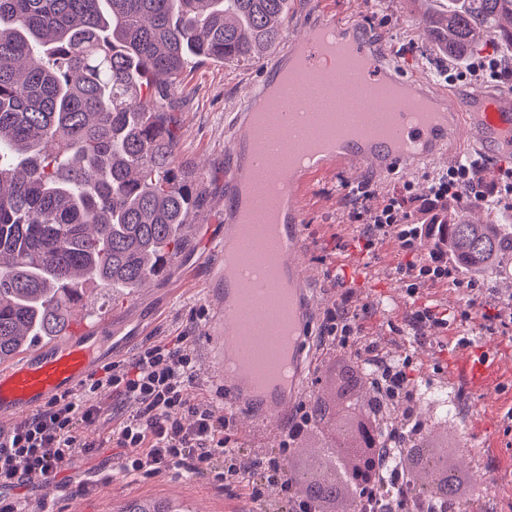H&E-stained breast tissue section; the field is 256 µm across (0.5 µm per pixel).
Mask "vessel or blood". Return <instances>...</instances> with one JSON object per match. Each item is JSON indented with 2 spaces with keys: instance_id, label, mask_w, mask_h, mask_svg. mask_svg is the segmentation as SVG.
<instances>
[{
  "instance_id": "obj_1",
  "label": "vessel or blood",
  "mask_w": 512,
  "mask_h": 512,
  "mask_svg": "<svg viewBox=\"0 0 512 512\" xmlns=\"http://www.w3.org/2000/svg\"><path fill=\"white\" fill-rule=\"evenodd\" d=\"M347 32L355 47L363 51L370 68L361 74L357 85L389 75L379 44L371 39L361 25L348 24ZM301 48L307 53L310 74L323 76L324 70L309 38L287 35L283 55ZM417 94L428 98L444 109L440 125L416 131L418 148L397 152L369 140L353 142L327 156L323 161L302 170L286 168L288 200L278 212L281 232L288 246V269L297 284L294 296L296 333L292 351L291 382L287 389L265 394L263 402H255L248 385L241 380L227 378L224 372V348L228 338V324L222 306L213 310L211 329L205 345L212 361L210 370L214 380L221 382L225 395L223 401L237 410L252 425L254 431L273 432L290 410L300 388L306 348L305 273L297 261L302 245V215L304 200L316 177L330 170H347L354 167L383 176L406 171L419 163L435 157L445 150L448 141L457 139L460 132L470 130L475 134L474 143L484 158L500 163L512 162V97L482 95L467 90L447 91L430 89L423 81H414ZM252 100H244L234 114L229 129L231 137L226 152L232 163L224 176V230L232 232L239 210L238 189L242 181V168L238 164L239 147L245 138ZM245 286L241 274L214 266L201 288L205 296L220 297L223 302L234 298ZM112 338L104 323L81 327L74 336L62 343H47L19 355L10 364L0 365V417L26 416L38 411L56 396L78 389L81 382L95 368L102 351L111 349ZM459 375L474 388L485 387L492 368L479 359L456 363Z\"/></svg>"
}]
</instances>
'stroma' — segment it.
Instances as JSON below:
<instances>
[{
  "mask_svg": "<svg viewBox=\"0 0 512 512\" xmlns=\"http://www.w3.org/2000/svg\"><path fill=\"white\" fill-rule=\"evenodd\" d=\"M323 6L339 23L358 20L381 41V48L397 70L410 78H420L434 86H446L442 69L446 57L438 53L420 23L416 0H323ZM264 59H241L224 64L198 62L184 69L166 102L176 122L181 157L203 169L200 205L193 211L188 244L168 261L160 277L141 291L94 290L90 304L110 318L114 336L113 361H128L141 347L173 336L188 337L198 360V377L188 390L192 401L206 402L215 417L229 418L242 458L279 447L282 432L256 435L246 420L222 404L216 383L208 370L211 362L204 338L212 315V303L187 287L185 274L206 279L216 253L203 252L198 233L224 230V174L227 167L226 125L240 101L254 84L269 79ZM448 158L420 165L408 173H395L372 181L370 173L347 170L317 180L304 208V246L301 260L307 269V293L314 300L310 322L309 348L314 364L304 375L300 400L307 401L318 390L317 378L323 364L334 358L332 347L321 341V329L329 311L342 308L358 313L361 337L376 342L385 358L409 357L414 380L469 407L465 428L455 420H440V410L429 400L414 399L416 411L430 423L442 422L453 433L457 445L471 448L469 467H484L493 481L491 496L481 498L475 512H512V324L496 326L492 318L507 314L512 299V280L483 277L480 303H473L469 289L448 282L426 287L409 295L397 274L408 263L393 239H385L372 249L360 242L363 222L352 202V187L367 181L373 193L372 206L411 186L420 203H427L429 188L446 174ZM445 313L447 326L417 334L411 315L421 305ZM486 350L496 360L495 374L486 389L480 390L453 376L449 356L461 341ZM56 485L37 481L15 488V495L35 504L52 502L54 512H121L139 499L170 501L186 512H287V501L277 488H268L264 500L253 502L250 481L242 479L231 488L217 482L213 472L165 471L151 476H125L113 449L94 455L76 454L56 477ZM84 485L82 494L70 488Z\"/></svg>",
  "mask_w": 512,
  "mask_h": 512,
  "instance_id": "35a3bbf8",
  "label": "stroma"
}]
</instances>
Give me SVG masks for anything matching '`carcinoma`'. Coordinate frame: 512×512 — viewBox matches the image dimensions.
I'll use <instances>...</instances> for the list:
<instances>
[{"label": "carcinoma", "instance_id": "cac0c4a2", "mask_svg": "<svg viewBox=\"0 0 512 512\" xmlns=\"http://www.w3.org/2000/svg\"><path fill=\"white\" fill-rule=\"evenodd\" d=\"M422 4L455 61L490 38L512 49V0ZM287 13L288 0H0L1 363L72 335L86 282L133 292L182 249L204 174L181 160L163 100L192 58L269 53ZM436 220L466 273L512 265V224L458 207Z\"/></svg>", "mask_w": 512, "mask_h": 512}]
</instances>
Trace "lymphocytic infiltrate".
Masks as SVG:
<instances>
[{
  "label": "lymphocytic infiltrate",
  "instance_id": "lymphocytic-infiltrate-1",
  "mask_svg": "<svg viewBox=\"0 0 512 512\" xmlns=\"http://www.w3.org/2000/svg\"><path fill=\"white\" fill-rule=\"evenodd\" d=\"M481 172L475 163L449 168L446 177L429 189L430 209L466 195L483 199ZM413 203V197L403 195L376 208L361 237L370 247L384 238H394L410 255L419 251L423 240H431L432 248L421 263L398 269L399 275L409 279L408 291L414 295L426 285L447 282L454 273L442 247L443 225L412 222ZM359 333L357 316L328 312L322 327L324 339L344 347L361 346L359 354L340 357L325 377L323 401L347 421L336 434L340 451L328 476L314 481L292 479L299 470L296 450L305 449L320 425L312 403H300L289 416L277 454L242 460L229 421L215 419L208 404L190 401L188 389L196 379V358L187 337L176 336L145 346L127 363L103 366L101 375L90 377L83 390L53 398L24 423L0 431V488L41 479L60 471L77 451L98 448V441L84 427L101 416L99 394L107 390L118 401L137 407L109 439L125 474L196 473L215 470V463L220 462L224 468L215 471L216 477L228 485L250 471L259 472V479L251 483L254 501L263 499L267 486L276 485L288 501L289 512H358L363 499L376 493L389 475L384 471L387 445L380 439L383 423L368 404L363 407L359 401L378 400L394 412L410 416L412 406L403 403L402 396L413 382L408 363L399 364L395 372L384 371L376 344L359 342ZM415 427V436L401 444L390 475L411 486L454 479L456 499L465 502L473 489L465 485L455 455L439 456L433 468L419 463L418 448L428 443L433 428L421 420Z\"/></svg>",
  "mask_w": 512,
  "mask_h": 512
}]
</instances>
